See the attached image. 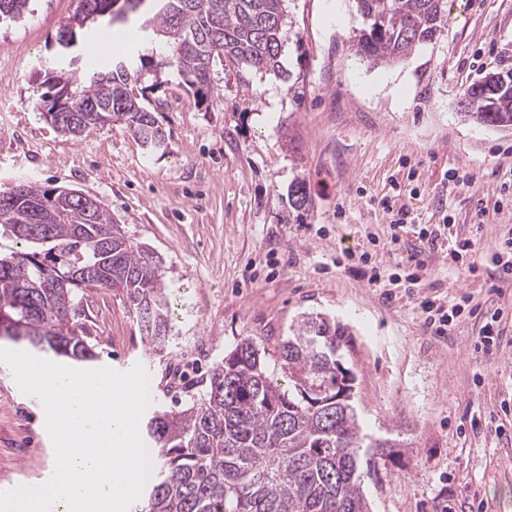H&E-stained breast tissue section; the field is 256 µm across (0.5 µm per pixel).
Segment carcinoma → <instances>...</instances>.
<instances>
[{
	"label": "carcinoma",
	"mask_w": 512,
	"mask_h": 512,
	"mask_svg": "<svg viewBox=\"0 0 512 512\" xmlns=\"http://www.w3.org/2000/svg\"><path fill=\"white\" fill-rule=\"evenodd\" d=\"M65 25L69 38L96 22L110 27L142 0H79ZM154 33L171 53L187 90L205 100L211 71L228 58L276 71L283 43V0H163ZM30 0H0V19L19 20ZM356 49L375 64L394 63L441 32L448 0H356ZM134 61L119 60L89 84L55 75L42 102L65 91L100 124L122 121L145 142H164L155 117L133 92ZM121 92L115 106L102 84ZM463 114L483 124L512 122V87L487 77L467 89ZM55 190L26 184L0 212V237L23 248L0 255V336L74 361L95 358L78 316L90 293L112 290L134 314L142 341L166 342L169 297L159 261L130 240L112 215L98 207L84 220L76 208L51 202ZM44 199L37 213L29 201ZM83 233H75V227ZM74 267L92 276L69 281ZM50 281L52 288L37 284ZM345 325L304 316L274 352L245 336L210 376L203 396L181 410L156 409L145 429L155 450L154 473L139 512H370L362 490L361 451L389 459L388 440L368 441L353 404L354 375L343 367ZM288 386L280 384V378Z\"/></svg>",
	"instance_id": "1"
}]
</instances>
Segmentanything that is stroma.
Here are the masks:
<instances>
[{"mask_svg": "<svg viewBox=\"0 0 512 512\" xmlns=\"http://www.w3.org/2000/svg\"><path fill=\"white\" fill-rule=\"evenodd\" d=\"M77 5L31 0L24 18L0 21V192L32 184L96 198L159 258L170 299L168 339L153 347L119 296L95 292L88 368L148 363L152 407L171 408L202 394L242 337L271 350L302 315L330 317L350 333L364 430L401 452L363 466L371 512H512V281L491 262L512 228V129L459 105L471 83L512 70V0H448L437 38L378 66L354 47V0H285L281 72L225 61L201 103L154 52L161 4L145 0L127 24L140 31L133 89L164 132L157 147L122 123L72 137L46 118L48 74L93 75L90 32L57 60ZM465 238L473 251L449 262L445 242ZM414 250L427 268L411 285ZM364 253L384 270L377 284L349 272ZM462 297L467 313L435 336L421 301ZM496 308L503 344L487 356L479 333ZM53 455L40 401L19 395L0 363V491L44 483Z\"/></svg>", "mask_w": 512, "mask_h": 512, "instance_id": "stroma-1", "label": "stroma"}]
</instances>
